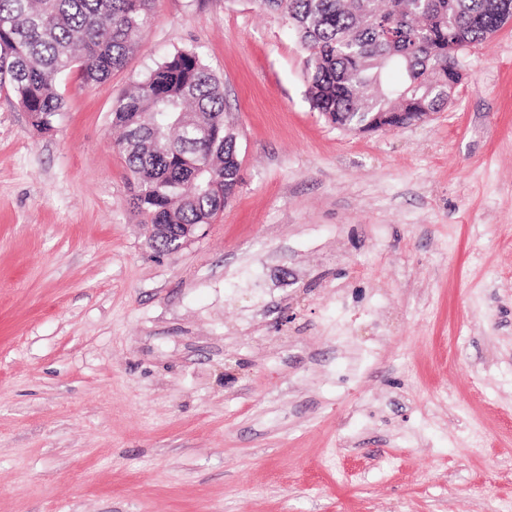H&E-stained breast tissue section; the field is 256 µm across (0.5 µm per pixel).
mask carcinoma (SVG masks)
<instances>
[{"instance_id":"obj_1","label":"carcinoma","mask_w":512,"mask_h":512,"mask_svg":"<svg viewBox=\"0 0 512 512\" xmlns=\"http://www.w3.org/2000/svg\"><path fill=\"white\" fill-rule=\"evenodd\" d=\"M298 32L315 109L348 131H380L440 111L461 79L459 56L512 18V0H259ZM154 0H0V85L41 133L74 68L101 82L123 68ZM114 148L145 224H209L235 193L237 137L224 89L195 49L169 54L112 105ZM208 136L199 139L194 130Z\"/></svg>"}]
</instances>
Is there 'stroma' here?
<instances>
[{"label": "stroma", "instance_id": "stroma-1", "mask_svg": "<svg viewBox=\"0 0 512 512\" xmlns=\"http://www.w3.org/2000/svg\"><path fill=\"white\" fill-rule=\"evenodd\" d=\"M154 11L52 131L0 89V512H512V22L360 134L257 0ZM191 47L240 181L159 253L112 104Z\"/></svg>", "mask_w": 512, "mask_h": 512}]
</instances>
